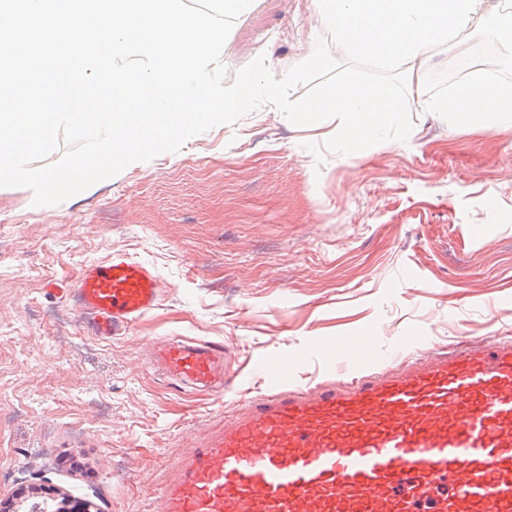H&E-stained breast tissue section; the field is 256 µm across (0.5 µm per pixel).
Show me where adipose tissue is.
<instances>
[{
  "mask_svg": "<svg viewBox=\"0 0 512 512\" xmlns=\"http://www.w3.org/2000/svg\"><path fill=\"white\" fill-rule=\"evenodd\" d=\"M336 40L356 53L397 67L421 110L446 112L456 123L512 122V86L463 84L445 97L427 96L423 73L430 49L456 42L461 33L512 30V14L487 0H310Z\"/></svg>",
  "mask_w": 512,
  "mask_h": 512,
  "instance_id": "1",
  "label": "adipose tissue"
}]
</instances>
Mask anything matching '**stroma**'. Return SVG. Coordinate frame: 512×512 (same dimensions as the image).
Listing matches in <instances>:
<instances>
[{"label":"stroma","instance_id":"stroma-1","mask_svg":"<svg viewBox=\"0 0 512 512\" xmlns=\"http://www.w3.org/2000/svg\"><path fill=\"white\" fill-rule=\"evenodd\" d=\"M320 42L348 66L307 0H254L220 63L229 82L261 55L284 73ZM474 47L433 50L427 95L497 80L449 76ZM409 109L406 140L349 155L308 149L335 120L266 104L58 205L0 187V502L41 488L66 512H160L183 448L264 391L260 362L311 386L346 336L409 355L512 337V123ZM115 251L152 264L164 295L100 340L49 286ZM160 336L223 343L229 387L170 384L148 364Z\"/></svg>","mask_w":512,"mask_h":512}]
</instances>
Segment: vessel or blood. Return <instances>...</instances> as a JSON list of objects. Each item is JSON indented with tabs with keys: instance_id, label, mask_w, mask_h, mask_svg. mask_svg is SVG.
Listing matches in <instances>:
<instances>
[{
	"instance_id": "obj_1",
	"label": "vessel or blood",
	"mask_w": 512,
	"mask_h": 512,
	"mask_svg": "<svg viewBox=\"0 0 512 512\" xmlns=\"http://www.w3.org/2000/svg\"><path fill=\"white\" fill-rule=\"evenodd\" d=\"M62 291L108 339L159 305L163 282L115 251ZM149 356L191 389L224 388L223 344L164 336ZM387 359L372 336L337 343L330 362L353 382L311 390L265 363V393L192 442L160 488L161 512H512V343L397 371Z\"/></svg>"
}]
</instances>
